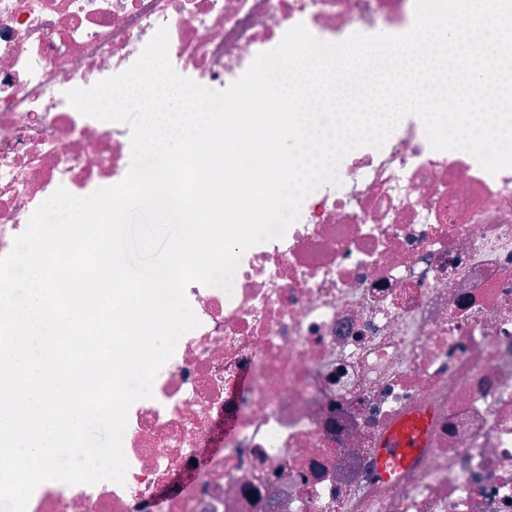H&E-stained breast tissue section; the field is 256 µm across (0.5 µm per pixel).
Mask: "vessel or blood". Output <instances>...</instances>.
<instances>
[{
    "instance_id": "1",
    "label": "vessel or blood",
    "mask_w": 512,
    "mask_h": 512,
    "mask_svg": "<svg viewBox=\"0 0 512 512\" xmlns=\"http://www.w3.org/2000/svg\"><path fill=\"white\" fill-rule=\"evenodd\" d=\"M427 420L424 415L406 417L396 428L384 434L375 453L380 475H392L409 465L421 448L427 447Z\"/></svg>"
}]
</instances>
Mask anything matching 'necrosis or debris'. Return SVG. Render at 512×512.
I'll return each instance as SVG.
<instances>
[{
  "mask_svg": "<svg viewBox=\"0 0 512 512\" xmlns=\"http://www.w3.org/2000/svg\"><path fill=\"white\" fill-rule=\"evenodd\" d=\"M415 0H0V257L58 188L122 181L129 127L67 93L159 28L180 75L227 88L305 25L411 28ZM340 185L248 249L232 292L191 283L200 324L128 413L124 483H40L28 512H512V168L432 149L422 120L348 153ZM429 418L385 478L382 435Z\"/></svg>",
  "mask_w": 512,
  "mask_h": 512,
  "instance_id": "obj_1",
  "label": "necrosis or debris"
}]
</instances>
